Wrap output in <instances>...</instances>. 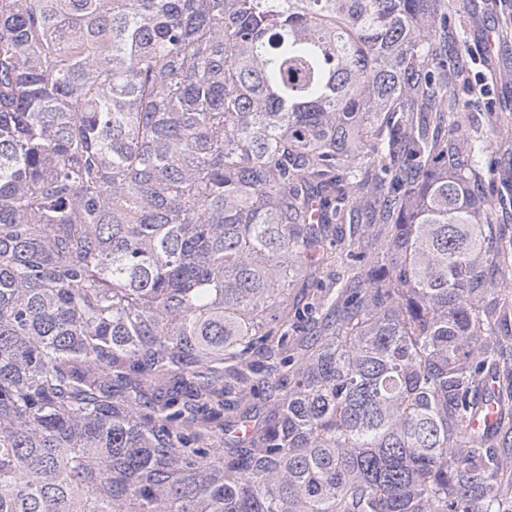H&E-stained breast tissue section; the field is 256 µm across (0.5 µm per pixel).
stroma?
I'll use <instances>...</instances> for the list:
<instances>
[{"instance_id":"35a3bbf8","label":"stroma","mask_w":512,"mask_h":512,"mask_svg":"<svg viewBox=\"0 0 512 512\" xmlns=\"http://www.w3.org/2000/svg\"><path fill=\"white\" fill-rule=\"evenodd\" d=\"M463 38L449 41L453 76L449 111L465 138L490 143L483 189L493 221L512 225V0H444Z\"/></svg>"}]
</instances>
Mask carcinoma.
I'll return each instance as SVG.
<instances>
[{"label": "carcinoma", "mask_w": 512, "mask_h": 512, "mask_svg": "<svg viewBox=\"0 0 512 512\" xmlns=\"http://www.w3.org/2000/svg\"><path fill=\"white\" fill-rule=\"evenodd\" d=\"M446 38L0 0V512H512V235Z\"/></svg>", "instance_id": "carcinoma-1"}]
</instances>
